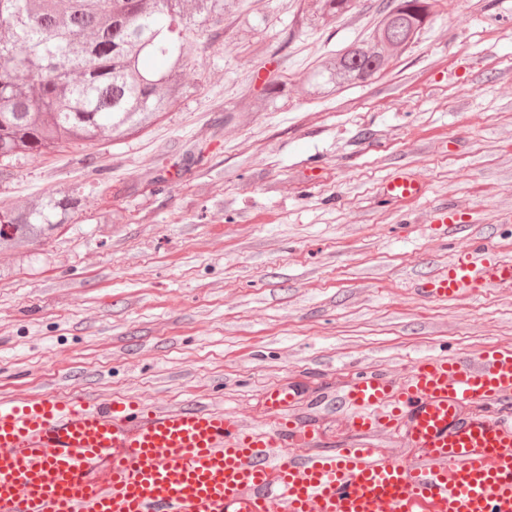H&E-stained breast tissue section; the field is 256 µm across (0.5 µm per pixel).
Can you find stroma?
Instances as JSON below:
<instances>
[{"label":"stroma","mask_w":512,"mask_h":512,"mask_svg":"<svg viewBox=\"0 0 512 512\" xmlns=\"http://www.w3.org/2000/svg\"><path fill=\"white\" fill-rule=\"evenodd\" d=\"M382 2L308 26L304 0H241L201 36L172 112L15 161L0 203L78 205L0 255V392L193 400L254 426L263 393L300 373L294 414L334 443L344 369L402 375L512 345V288L415 291L472 236L512 261V0H447L387 72L307 98L317 62L365 36ZM280 79L287 98L243 111ZM402 172L424 189L406 208L381 197ZM443 208L458 236L442 237Z\"/></svg>","instance_id":"35a3bbf8"}]
</instances>
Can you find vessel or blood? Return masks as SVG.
<instances>
[{"label":"vessel or blood","mask_w":512,"mask_h":512,"mask_svg":"<svg viewBox=\"0 0 512 512\" xmlns=\"http://www.w3.org/2000/svg\"><path fill=\"white\" fill-rule=\"evenodd\" d=\"M422 192L405 174L383 187L392 202ZM503 286L512 263L473 237L417 291L446 302ZM264 399L251 428L198 405L1 393L0 512H512L511 346L428 357L400 380L354 373L342 395L353 434L328 450L292 414L296 377Z\"/></svg>","instance_id":"1"}]
</instances>
